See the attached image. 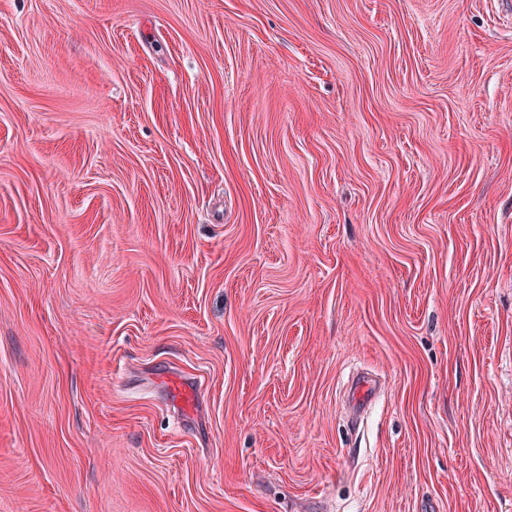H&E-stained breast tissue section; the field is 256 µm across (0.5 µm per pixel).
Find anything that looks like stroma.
Segmentation results:
<instances>
[{
  "mask_svg": "<svg viewBox=\"0 0 512 512\" xmlns=\"http://www.w3.org/2000/svg\"><path fill=\"white\" fill-rule=\"evenodd\" d=\"M0 512H512V4L0 0Z\"/></svg>",
  "mask_w": 512,
  "mask_h": 512,
  "instance_id": "1",
  "label": "stroma"
}]
</instances>
